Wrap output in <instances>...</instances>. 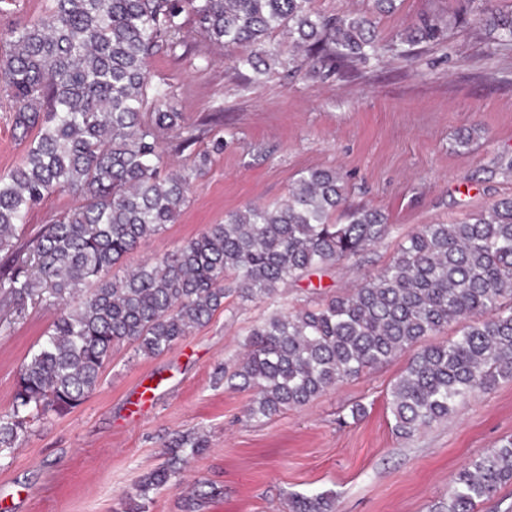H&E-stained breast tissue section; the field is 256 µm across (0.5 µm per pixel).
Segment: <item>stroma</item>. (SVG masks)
Wrapping results in <instances>:
<instances>
[{
    "instance_id": "35a3bbf8",
    "label": "stroma",
    "mask_w": 512,
    "mask_h": 512,
    "mask_svg": "<svg viewBox=\"0 0 512 512\" xmlns=\"http://www.w3.org/2000/svg\"><path fill=\"white\" fill-rule=\"evenodd\" d=\"M478 0H397L374 14L379 37L421 19L445 25L439 44L422 43L353 70L312 75L316 58L297 54V73L233 69L236 51L206 41L191 13L183 38L149 60L171 85L190 124L223 113L222 153L165 232L147 239L129 264L172 251L248 204L285 200L299 174L333 168L347 202L380 210L391 226L361 263L315 273L271 298H227L203 328L162 355L116 348L102 381L72 413L39 424L0 461V512H124L125 497L164 460L174 433L204 430L209 448L190 459L183 486L146 512H184L186 487L219 488L199 512H288L287 498L311 489L336 496V512H431L472 459L512 435V381L469 398L448 422L396 438L389 388L404 359L366 371L309 404L263 422L246 420V393L214 384V368L240 352L249 331L280 307L341 294L390 260L421 224H453L512 196V44L493 45ZM16 104L0 89V171L22 160L26 138ZM480 127L468 149L459 133ZM52 311L36 308L0 328V411L10 408L28 353L46 335ZM366 415L348 421L352 405Z\"/></svg>"
}]
</instances>
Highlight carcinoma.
I'll return each instance as SVG.
<instances>
[{
    "instance_id": "1",
    "label": "carcinoma",
    "mask_w": 512,
    "mask_h": 512,
    "mask_svg": "<svg viewBox=\"0 0 512 512\" xmlns=\"http://www.w3.org/2000/svg\"><path fill=\"white\" fill-rule=\"evenodd\" d=\"M484 4L494 42L511 43L512 13ZM187 6L209 42L246 49L234 67L257 73L271 60L295 64L300 47L334 71L403 55L442 33L425 20L383 43L373 18L315 15L309 0H52L45 14L1 31L0 86L32 137L21 162L0 173V326L35 307L56 315L22 363L12 408L0 412V459L37 424L77 408L115 347L157 356L206 326L229 296L269 298L359 259L390 233L381 211L346 205L335 170L311 169L283 202L227 212L175 250L112 274L175 222L211 154L224 150L219 136L191 164L163 165L169 134L191 146L206 133L169 108L170 87L154 83L149 68L155 49L178 42ZM274 31L286 48L266 47ZM61 195L78 205L21 236L28 212ZM338 211L346 223L331 221ZM451 323L460 325L454 338L429 341ZM402 356L389 399L402 439L448 421L474 392L512 381V197L455 224H421L352 291L272 313L214 379L251 394L247 416L261 422ZM208 447L199 432L171 438L165 463L128 498L129 512L180 488L182 465ZM508 485L512 437L461 469L433 512H476ZM288 512H336V499L291 493Z\"/></svg>"
}]
</instances>
